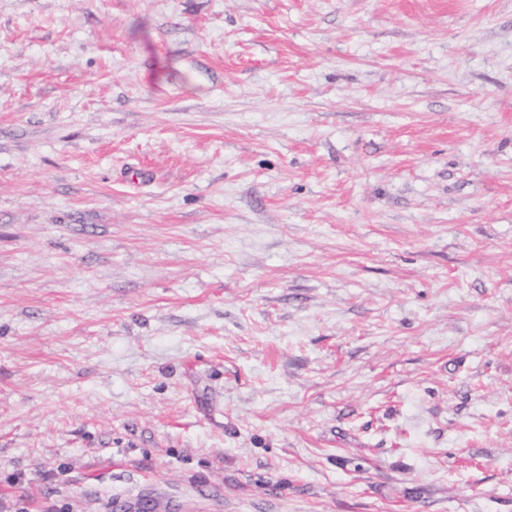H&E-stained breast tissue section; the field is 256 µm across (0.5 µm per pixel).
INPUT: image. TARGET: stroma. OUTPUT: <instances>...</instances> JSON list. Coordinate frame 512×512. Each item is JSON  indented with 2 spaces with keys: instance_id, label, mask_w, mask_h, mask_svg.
<instances>
[{
  "instance_id": "stroma-1",
  "label": "stroma",
  "mask_w": 512,
  "mask_h": 512,
  "mask_svg": "<svg viewBox=\"0 0 512 512\" xmlns=\"http://www.w3.org/2000/svg\"><path fill=\"white\" fill-rule=\"evenodd\" d=\"M512 512V0H0V512Z\"/></svg>"
}]
</instances>
